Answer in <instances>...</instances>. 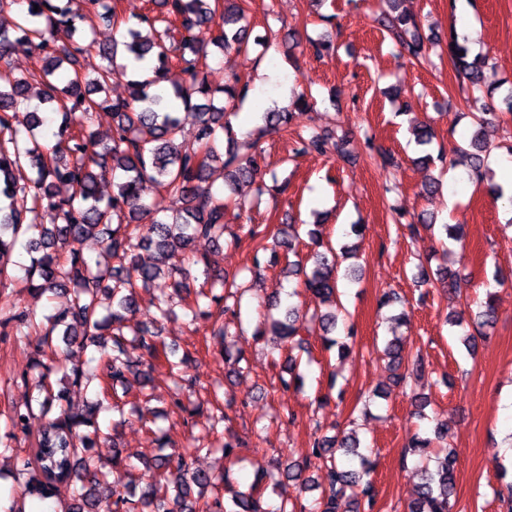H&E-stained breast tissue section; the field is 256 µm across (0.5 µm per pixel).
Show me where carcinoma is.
<instances>
[{"instance_id": "cac0c4a2", "label": "carcinoma", "mask_w": 512, "mask_h": 512, "mask_svg": "<svg viewBox=\"0 0 512 512\" xmlns=\"http://www.w3.org/2000/svg\"><path fill=\"white\" fill-rule=\"evenodd\" d=\"M26 5L14 34L0 29V197L9 200L8 211L0 213V288L12 285V253L16 237L29 235L28 247L38 254L32 260L26 276V288L40 294L64 297L67 303L55 313L40 318L27 308L14 311L0 320L3 335L36 339L40 359L31 361L21 372L37 371L34 402L14 406L5 415L4 433L0 434V456L10 452L16 460L17 474L24 477L22 495L50 497L61 484L71 488V500L65 512H95L101 495L112 497V512H263L258 492L266 474L256 478L250 490L236 492L231 507L224 504L220 485L225 476L194 467L195 458L214 449L209 435L229 420L221 409L211 416L204 435H194L196 423L188 425L189 444L177 455L161 454L153 468L159 480L144 487L136 484L132 475L121 470L122 450H114L112 470L105 471L91 451L106 439L97 415L100 400L90 401L81 408L66 404L65 392L54 388L52 375L72 380L76 386H89L90 380L82 368L70 364L73 348L94 345L100 348L105 378L100 394L107 395L115 386L134 376L140 389L152 381L155 364L166 362L174 375L176 392L173 402L183 406L181 396L194 391L197 378L179 370V364L189 360L184 354L180 362L170 360V351L157 333L133 322L137 310L138 289H148L163 273L168 254L184 251L192 254L191 264L203 267L205 280L191 290L190 271H182L181 280L173 284L178 293L194 294L185 302L186 314H199L210 320V335L225 340L239 335L241 304L238 296L246 285L237 277L209 271L207 255L193 253L197 240L206 239L221 246H238L242 238L251 240V265L245 271L259 276L264 268L285 261L288 275L301 277L307 292L329 303L334 312L322 315L320 328L322 346L329 351L338 348L343 354L350 350L330 334L336 330L340 304L336 267L338 254L332 247L317 251L311 263L298 259L299 224H289L275 232L259 234L247 224L234 231L224 224L227 203L201 187L214 163L224 166L228 186L241 182L252 184L259 174V158L247 153L254 144L238 138L229 116L235 101L247 94L239 86L235 74H230L224 86L212 90L205 71L207 51L195 30L214 25L217 35L213 45L224 52H249L250 24L246 22L238 0H159L161 10L148 11L137 18V26L127 28L122 42L98 45L100 56L107 64L95 71L91 79L81 70L79 57L84 48L75 40L86 22V15L74 11L71 0H0V10L17 2ZM391 13L383 27L395 40L400 55L414 64L426 56L424 41L419 34L416 18L398 10V0H386ZM39 10H34V6ZM446 43L448 56L459 74L466 80L464 91L481 90L488 61L480 55H470L466 39L450 27ZM35 51L45 65L22 76L13 74L11 56L18 50ZM121 55L140 62H154V76L127 81L128 96L122 99L94 98L108 90L112 81L128 75V65L118 61ZM70 67L67 83L58 88L51 77L63 65ZM41 85L42 100L52 103L59 95L73 99L60 104V123L56 144L46 148L38 141V112L28 110L26 102L33 86ZM224 96V104H214V92ZM316 103L306 93L297 95L290 108L267 112V125L278 129L290 128L293 111L307 109ZM112 113V137L107 141L96 138L90 130L95 114ZM512 115V92L499 105H490L471 113L476 130L470 139L469 180L479 182L489 171L488 159L500 119ZM294 151L330 155L347 162L344 137L326 130L309 136L296 135ZM36 170V177L25 176V167ZM112 177V194L106 196L101 184ZM155 186L158 199L147 203L142 199L143 184ZM65 184L71 193L57 194V185ZM94 238L118 259L119 266L110 268L91 262L80 249L87 239ZM221 290L216 294L215 290ZM497 311L492 299H487L478 314L479 335L494 329ZM303 316L297 308L286 310L284 318L270 322L272 335L288 349V374L295 373L297 356L293 351L306 352L301 336ZM266 328H256L254 335L263 336ZM402 338L393 337L385 347L386 355L397 374L394 382L406 384L426 371L423 355L403 362ZM43 415L53 407L60 408L57 416L48 419L37 437L34 457L14 453L29 435L28 419L33 405ZM112 409L123 422L137 421L159 448L171 444L166 434H157L143 419L137 402H115ZM320 428L311 433V448L300 463H290L284 470L287 480L294 483L296 494H282L277 512H306L301 495L310 487L306 471H321L325 486L322 492V512H372L374 487L363 475L345 467L336 458V449L344 455L359 458L360 467L368 472L373 462L359 453L360 441L353 435L319 436ZM453 461L444 458L435 469H421L417 486L418 498L407 512H450L449 499L454 491Z\"/></svg>"}]
</instances>
